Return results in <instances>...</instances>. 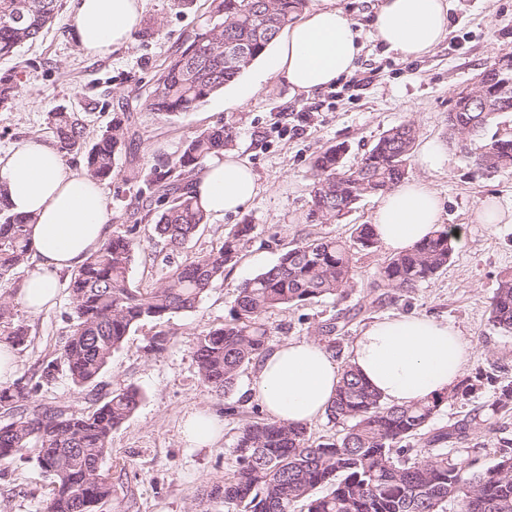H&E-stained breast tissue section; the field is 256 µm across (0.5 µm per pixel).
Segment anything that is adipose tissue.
I'll return each mask as SVG.
<instances>
[{"mask_svg": "<svg viewBox=\"0 0 512 512\" xmlns=\"http://www.w3.org/2000/svg\"><path fill=\"white\" fill-rule=\"evenodd\" d=\"M447 0H381L373 29L388 48L406 59L433 50L448 33ZM142 0H74L71 34L91 56L127 46ZM361 47L352 21L336 0H314L266 56L262 74L286 79L311 93L352 74ZM0 188L12 213L31 217L35 269L22 291L30 313L52 304L61 273L80 267L105 241L109 220L105 194L87 174L68 168L55 145L32 138L0 158ZM207 216L239 211L257 194L251 169L233 153L212 157L194 186ZM442 206L421 182H405L381 199L373 216L379 242L392 252L412 248L439 227ZM470 356V346L448 322L418 315H393L368 324L356 336L349 362L392 405L447 394ZM339 369L313 340L286 341L260 362L251 390L278 421L311 423L333 399Z\"/></svg>", "mask_w": 512, "mask_h": 512, "instance_id": "ef3b65f1", "label": "adipose tissue"}]
</instances>
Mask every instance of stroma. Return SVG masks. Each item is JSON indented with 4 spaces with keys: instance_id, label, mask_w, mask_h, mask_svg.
Instances as JSON below:
<instances>
[{
    "instance_id": "35a3bbf8",
    "label": "stroma",
    "mask_w": 512,
    "mask_h": 512,
    "mask_svg": "<svg viewBox=\"0 0 512 512\" xmlns=\"http://www.w3.org/2000/svg\"><path fill=\"white\" fill-rule=\"evenodd\" d=\"M209 3L196 0L191 8L180 9L173 0H144L141 19L154 25L153 37L136 36L128 47L92 57L70 36L72 2L64 0L55 23L38 41L22 47L18 58L0 59V76H14L17 83L10 109L0 112V157L33 137L52 142L47 115L58 106L81 112L91 136L122 107L134 113L136 138L118 156L117 177L102 186L110 230L135 222V191L122 181L129 167L159 164L186 138L217 122L234 127L233 150L256 176L258 192L250 203L237 213L209 220L178 252H168L149 225L138 224L141 254L131 276L142 288L162 281L171 264L220 245L236 225H253V239L240 261L226 267L195 311L138 323L95 385L75 386L61 368L32 397L36 405L80 412L94 401H105L113 390L132 386L140 391L138 409L112 432L102 461L112 498L95 512H224L222 503L202 493L235 469V436L255 415L250 386L256 368L248 366L231 392L216 395L198 375L193 343L203 331L223 323L241 284L274 264L283 248L308 236L346 240L355 225L372 222L379 203L375 196L363 198L343 223H307L310 160L318 151L343 143L347 164H355L386 130L405 121L416 125L418 144L433 143L440 155L432 170L410 160L407 178L424 181L437 193L444 204L443 226L459 232L448 266L395 301L381 302L372 282L389 251L381 244L355 250V286L348 297L330 296L273 312V340L317 341L341 365L356 336L375 319L416 314L447 321L469 343L464 373L479 382L467 398L443 401L433 421L437 428L488 411L498 386L512 383V333L493 325L489 307L500 272L512 270V223L474 220L484 202L494 200L512 210V168L479 172L448 134V111L457 89L501 57L512 56V0H449L448 35L415 60L403 59L375 39L372 21L380 0H337L361 45L352 75L306 94L282 78L259 80L262 65L257 62L200 110L174 121L159 119L145 108L148 84L178 44L205 22ZM59 283L53 306L37 315L17 311L30 336L15 350V379L37 378L42 366L58 356L69 333L73 303L67 277ZM346 310L354 318L344 335L322 332V325ZM160 334L167 343L163 350H152ZM230 405L236 406V415H225ZM196 410L222 415L223 437L217 446L191 448L183 442L181 422ZM504 438L512 440V414L499 418L495 433L473 431L451 454L485 469L502 454ZM52 492V480L36 460H0V512H43Z\"/></svg>"
}]
</instances>
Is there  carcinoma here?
I'll return each mask as SVG.
<instances>
[{"label": "carcinoma", "instance_id": "cac0c4a2", "mask_svg": "<svg viewBox=\"0 0 512 512\" xmlns=\"http://www.w3.org/2000/svg\"><path fill=\"white\" fill-rule=\"evenodd\" d=\"M209 20L179 44L166 67L154 76L145 104L170 121L200 109L236 81L270 44L304 12L307 0H212ZM61 0H0V58L15 56L36 40L61 10ZM487 106L465 97L448 112L450 136L463 148L506 109L512 112V56L484 70ZM17 84L0 78V111L9 107ZM54 144L63 157H80L96 183L112 181L118 154L130 144L132 112H115L93 141L85 136L81 113L58 107L48 113ZM417 140L412 123L385 131L352 167L347 147L331 146L311 162L313 186L309 224H339L363 198L383 195L406 178ZM232 128L220 122L188 137L163 167H133L123 181L136 187L140 221L152 222L171 250L180 249L207 223L193 196V185L208 160L233 145ZM475 164L487 173L512 166V138H493L476 147ZM30 218L10 212L0 190V278L30 258ZM253 226L240 224L208 253L176 265L164 281L141 288L131 278L139 253L138 225L112 233L73 273L68 290L75 318L57 359L41 379L54 378L62 364L78 387L93 383L120 349L130 330L145 320L160 321L176 312H192L213 282L235 264L251 240ZM371 225L359 224L352 242L329 236L307 237L283 250L277 261L238 291L224 323L197 337L194 358L209 389L226 394L242 369L271 349L267 315L326 296L343 298L355 286L353 254L357 245L375 247ZM453 233L435 231L413 248L393 254L377 271L372 287L392 300L448 266ZM490 319L512 333V270L500 273L491 298ZM28 326L14 305L0 302V340L15 346L26 341ZM37 386L20 381L0 386V459L23 458L36 451L38 465L52 478V496L44 512H94L112 497V482L101 462L112 430L137 409L140 392L114 390L94 410L75 414L60 407L31 405ZM442 404L427 398L390 405L350 363L341 368L329 421L339 434L311 441L307 426L260 418L239 428L233 453L235 470L206 492L226 512H512V454H502L485 470L449 455L469 440L475 428L496 430L497 416L512 412V383L499 388L491 412L450 427L432 428Z\"/></svg>", "mask_w": 512, "mask_h": 512}]
</instances>
